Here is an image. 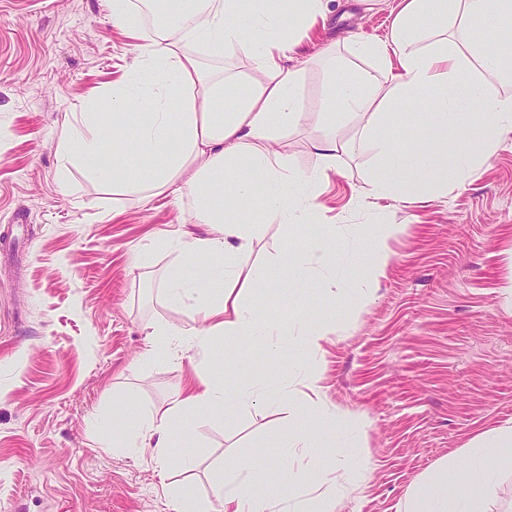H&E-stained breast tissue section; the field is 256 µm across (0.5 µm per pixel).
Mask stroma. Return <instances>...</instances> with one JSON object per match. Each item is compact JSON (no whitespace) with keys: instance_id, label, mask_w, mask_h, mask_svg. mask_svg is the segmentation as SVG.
I'll list each match as a JSON object with an SVG mask.
<instances>
[{"instance_id":"obj_1","label":"stroma","mask_w":512,"mask_h":512,"mask_svg":"<svg viewBox=\"0 0 512 512\" xmlns=\"http://www.w3.org/2000/svg\"><path fill=\"white\" fill-rule=\"evenodd\" d=\"M393 6L330 0L326 25L290 53L306 62L299 93L311 115L281 142L292 169L314 165L308 141L326 132L315 116L328 92L322 52L344 57L346 38L384 39ZM108 15V0H0V512H170L188 457L204 499L219 465L287 469L276 434L298 419L285 408L189 418L162 473L121 443L132 411L162 408L198 374L232 386L275 384L308 364L332 407L367 422L360 446L369 472L336 512H399L407 489L438 461L465 466L474 434L512 425V297L503 290L512 278V133L447 195L411 202L369 196L372 153L342 154L319 198L325 223L405 227L389 243L392 261L372 302L351 311L338 299L348 275L331 283L315 271L292 304L275 288L252 296L286 332L279 356L219 336L204 355L189 348L178 359L146 360L150 325L191 324L165 300L163 281L177 266L191 278L203 269L178 265L175 251L153 241L189 229L195 202L127 200L116 215L111 188L78 170L68 185L58 179L61 123L94 97L107 111L103 91L136 58ZM19 212L26 223H14ZM320 232L268 225L252 260L275 265L284 252L308 251ZM309 317L338 327L316 355L297 334ZM231 352L249 356L246 375L227 362ZM101 418L112 424L107 447L97 440Z\"/></svg>"}]
</instances>
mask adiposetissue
Returning a JSON list of instances; mask_svg holds the SVG:
<instances>
[{
  "instance_id": "adipose-tissue-1",
  "label": "adipose tissue",
  "mask_w": 512,
  "mask_h": 512,
  "mask_svg": "<svg viewBox=\"0 0 512 512\" xmlns=\"http://www.w3.org/2000/svg\"><path fill=\"white\" fill-rule=\"evenodd\" d=\"M167 24L144 33L129 0H112L111 22L138 39V55L125 78L112 86V111L81 112L64 121L59 134L60 177L79 168L90 179L110 186L113 197L149 202L160 194L193 197L195 221L205 233L186 231L158 244L176 251L181 261L201 263L207 279L185 277L173 269L164 283L168 302L182 307L192 327L177 330L152 325L147 357H176L179 348H208L214 337L227 336L249 345L264 341L275 355L282 341L269 319L251 299L257 286L287 290L304 279L312 266L330 269L333 235L316 237L307 255L284 253L272 266L251 262L264 224H316L319 196L338 154L352 143L340 133L312 141V171L289 167L277 148L289 129L302 125L298 86L301 71L283 65L296 36L326 19L328 0H169ZM392 30L382 43L356 42L353 56L372 68L350 69L328 54L330 95L318 117L335 123L344 117L363 131L362 145L378 168L368 192L376 198L406 200L417 192L444 195L449 180H461L499 148L500 136L512 130V0H398ZM486 34L476 41L471 31ZM199 43L219 52L237 46L251 50V75L232 109H224L226 77L208 71L188 51ZM499 83L500 93L487 90ZM150 111L137 113L142 100ZM426 107L432 143L412 158L396 150L391 131L403 111ZM130 122L135 163L121 177L112 175L109 130L113 122ZM468 127L471 146L453 156L441 155L436 141L447 138L449 124ZM262 195L265 220L243 215ZM405 231L401 224H382L369 250L352 252L349 264L364 278L351 286L357 306L369 303L372 285L385 275L392 259L389 242ZM287 403L305 423L315 425L328 447L345 448L333 475L309 476L302 460L312 444L302 431L279 433L290 459L282 474L272 468H225L210 486L211 497L224 512H335L337 500L352 492L368 471V458L355 442L366 422L347 417L323 398L321 375L297 370L276 389L257 384L227 387L199 378L176 391L166 407L150 414L133 413L126 434L129 448H147L157 464L187 418L226 417L239 407L266 408ZM512 447V426L475 434L466 445L468 477L456 481L454 465L440 461L404 496L402 512H493L501 467L497 451ZM288 485L287 494L274 492Z\"/></svg>"
}]
</instances>
